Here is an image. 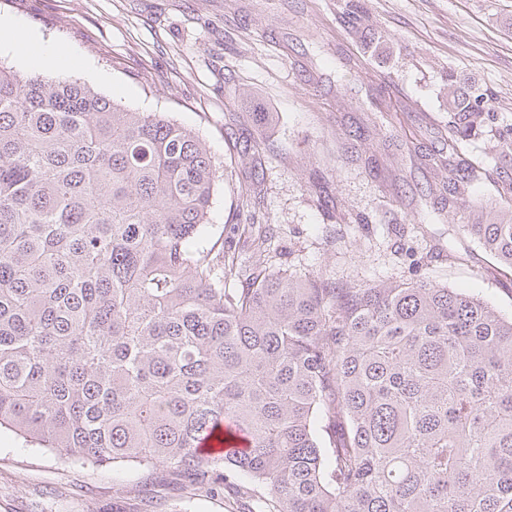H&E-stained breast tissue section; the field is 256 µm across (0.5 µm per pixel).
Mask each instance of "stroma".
<instances>
[{"label":"stroma","mask_w":512,"mask_h":512,"mask_svg":"<svg viewBox=\"0 0 512 512\" xmlns=\"http://www.w3.org/2000/svg\"><path fill=\"white\" fill-rule=\"evenodd\" d=\"M0 19L61 48L55 74L199 132L224 169L213 242L236 237L235 191L257 145L273 270L336 283L424 278L512 316V268L459 232L467 217L435 194L442 173L428 162L445 152L449 71L487 87L512 123V0H0ZM359 27L379 31L375 55L363 54ZM258 108L274 113V129L254 124ZM373 112L377 126L353 137ZM316 169L336 219L309 188ZM361 214L372 223H356ZM190 490L170 467L84 465L0 429V512H138L148 496L161 512H235L226 492Z\"/></svg>","instance_id":"obj_1"}]
</instances>
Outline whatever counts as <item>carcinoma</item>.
I'll list each match as a JSON object with an SVG mask.
<instances>
[{
	"instance_id": "carcinoma-1",
	"label": "carcinoma",
	"mask_w": 512,
	"mask_h": 512,
	"mask_svg": "<svg viewBox=\"0 0 512 512\" xmlns=\"http://www.w3.org/2000/svg\"><path fill=\"white\" fill-rule=\"evenodd\" d=\"M448 89L439 193L469 212L490 179L511 203L491 162L512 124L471 79ZM223 176L167 113L0 61V428L81 463L216 473L238 512H512V318L428 280L274 274L254 216L228 288L237 247H199ZM237 199L256 209L258 183ZM459 228L512 266V216Z\"/></svg>"
}]
</instances>
